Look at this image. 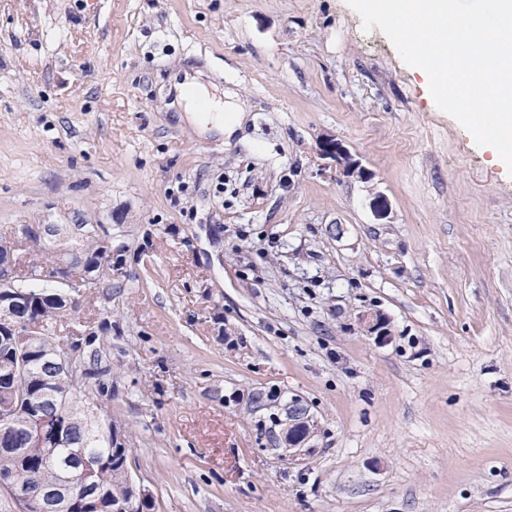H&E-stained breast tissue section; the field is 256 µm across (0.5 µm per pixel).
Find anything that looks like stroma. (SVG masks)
Masks as SVG:
<instances>
[{"instance_id":"obj_1","label":"stroma","mask_w":512,"mask_h":512,"mask_svg":"<svg viewBox=\"0 0 512 512\" xmlns=\"http://www.w3.org/2000/svg\"><path fill=\"white\" fill-rule=\"evenodd\" d=\"M187 71L234 138L167 106ZM51 222L112 227L60 336H102L153 512H512V175L346 0H0V238ZM177 90L178 110L200 132L215 131L228 140L246 118V103L234 91L224 90L222 96L189 75ZM319 151L322 156L335 160L347 175H356L364 180L371 178L369 170L341 142L330 138L322 139L319 142ZM358 322L363 333L374 336L378 343H386L391 339L392 329L387 317L379 312H366L360 314ZM313 422L308 408L299 400H295L288 406V425L277 438L278 445L289 456L302 451L305 444L313 434Z\"/></svg>"}]
</instances>
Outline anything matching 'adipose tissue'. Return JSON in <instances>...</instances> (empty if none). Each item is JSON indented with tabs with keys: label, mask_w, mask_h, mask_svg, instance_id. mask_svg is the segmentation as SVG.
Segmentation results:
<instances>
[{
	"label": "adipose tissue",
	"mask_w": 512,
	"mask_h": 512,
	"mask_svg": "<svg viewBox=\"0 0 512 512\" xmlns=\"http://www.w3.org/2000/svg\"><path fill=\"white\" fill-rule=\"evenodd\" d=\"M177 90L180 112L200 132L214 131L228 137L246 118V103L236 92L217 93L199 78L190 76Z\"/></svg>",
	"instance_id": "1"
}]
</instances>
